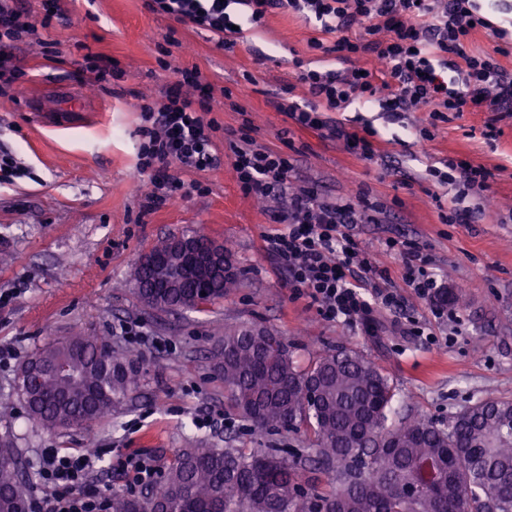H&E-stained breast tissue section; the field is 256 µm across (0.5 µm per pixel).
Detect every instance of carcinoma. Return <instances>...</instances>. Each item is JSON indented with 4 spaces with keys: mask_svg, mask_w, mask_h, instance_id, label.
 <instances>
[{
    "mask_svg": "<svg viewBox=\"0 0 512 512\" xmlns=\"http://www.w3.org/2000/svg\"><path fill=\"white\" fill-rule=\"evenodd\" d=\"M138 298L160 311L199 309L224 298L238 278L216 273L156 288L139 261ZM41 366L38 382L27 372ZM215 368L231 410L262 435L313 436L308 454L278 448H180L156 486L115 493L112 512H512V401L487 398L448 424L402 417L392 378L360 353L339 348L296 365L288 340L249 322L224 327ZM68 367L67 376L56 370ZM128 356L81 334L54 339L20 370L30 419L57 433L112 415L138 387ZM18 458L0 441V512L25 503Z\"/></svg>",
    "mask_w": 512,
    "mask_h": 512,
    "instance_id": "cac0c4a2",
    "label": "carcinoma"
}]
</instances>
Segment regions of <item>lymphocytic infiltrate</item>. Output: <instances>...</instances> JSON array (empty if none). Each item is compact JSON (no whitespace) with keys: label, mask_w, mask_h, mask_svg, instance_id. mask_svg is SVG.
<instances>
[{"label":"lymphocytic infiltrate","mask_w":512,"mask_h":512,"mask_svg":"<svg viewBox=\"0 0 512 512\" xmlns=\"http://www.w3.org/2000/svg\"><path fill=\"white\" fill-rule=\"evenodd\" d=\"M58 6L59 0H45L40 16L25 19L17 0H0V84L16 81L10 62L15 44L25 34L49 29ZM147 8L209 31L224 47L231 45L238 27L260 23L277 8L315 23L321 35L310 40V48L337 55L347 67L320 70L295 60L297 79L310 99L302 104L282 94L274 106L298 127L351 144L354 153L368 160L379 152L373 130H348L330 122L329 113L346 111L357 101L377 103L394 119L421 109L434 120L473 107L512 112V73L494 60L512 51L500 46L490 56L466 50L474 31L492 26L475 0H147ZM358 22L365 25L363 33L349 37ZM326 34L333 36L332 45L324 44ZM368 55L376 67H362L360 60ZM211 98L212 85L205 76L183 68L160 101L137 103L143 121L137 173L148 204L169 200L165 171L171 163L189 172L219 166L210 136L214 123L205 117ZM234 155L245 195L287 200L283 230L264 235L262 249L326 319L370 331L377 325L378 308L402 313L403 297L392 288L387 269L376 266L347 231L358 221L351 198L324 200L313 189L293 188L288 158L257 146L249 134H241ZM430 174L439 186L455 190L441 215L451 224L471 217L464 205L470 192L488 188L486 168L467 160L449 161ZM99 462L96 456L44 449L37 470L42 493L31 498L30 512H109V497L96 482Z\"/></svg>","instance_id":"f902f5d3"}]
</instances>
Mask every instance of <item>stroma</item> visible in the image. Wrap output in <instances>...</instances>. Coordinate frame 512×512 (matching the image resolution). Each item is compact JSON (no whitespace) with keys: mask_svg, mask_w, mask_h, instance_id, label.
I'll return each mask as SVG.
<instances>
[{"mask_svg":"<svg viewBox=\"0 0 512 512\" xmlns=\"http://www.w3.org/2000/svg\"><path fill=\"white\" fill-rule=\"evenodd\" d=\"M61 8L49 32L56 55L46 56L36 40L21 42L14 55L24 88L0 93V147L29 171L0 184V437L10 436L18 450L26 493L35 491L31 464L45 448L141 451L166 463L177 449L199 443L302 448L293 435H255L232 414L212 352L225 326L239 322L279 331L302 366L328 350L359 352L391 375L403 416L445 423L478 399L512 400V116L498 121V135L489 139V113H452L420 144L414 135L427 113L392 121L356 102L331 118L353 129L370 126L384 140V151L366 160L272 107L288 85L297 98L306 96L294 59L341 67L335 55L310 51L318 30L287 10H272L262 26L221 48L208 32L150 12L145 0H62ZM170 32L181 45L165 69L158 45ZM88 52L119 64L124 79L90 85L83 70ZM182 67L197 68L213 85V143L221 164L191 173L170 166L171 179L190 188L150 209L131 179L142 123L133 105L161 99ZM244 131L256 145L288 157L293 186L367 204L353 238L390 270L421 335H403L394 314L382 308L375 333L329 321L270 263L262 238L280 230L283 205L242 193L233 146ZM451 158L475 161L490 174L485 198L466 200L475 210L467 224L443 223L432 199L440 187L428 171ZM197 230L231 246L240 287L194 311L144 306L134 291L141 256ZM390 240L414 246L424 268L461 293L447 315L435 316L432 302L408 287L407 257L387 251ZM122 322L138 325L155 344L146 348L116 336ZM78 332L131 355L141 384L112 417L50 434L29 420L18 372L50 339ZM206 413L215 424L198 427Z\"/></svg>","mask_w":512,"mask_h":512,"instance_id":"stroma-1","label":"stroma"}]
</instances>
